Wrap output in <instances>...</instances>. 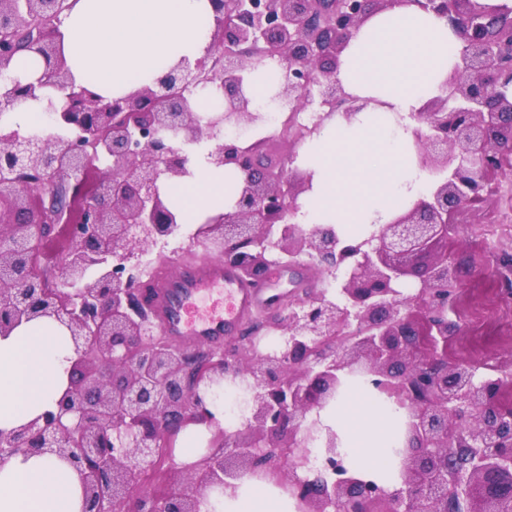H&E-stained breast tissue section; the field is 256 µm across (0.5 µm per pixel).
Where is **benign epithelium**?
<instances>
[{
    "instance_id": "7a95c632",
    "label": "benign epithelium",
    "mask_w": 512,
    "mask_h": 512,
    "mask_svg": "<svg viewBox=\"0 0 512 512\" xmlns=\"http://www.w3.org/2000/svg\"><path fill=\"white\" fill-rule=\"evenodd\" d=\"M400 1L448 20L463 46L440 93L414 114L418 166L437 176L430 194L353 242L335 225L295 221L310 176L264 159L224 129L268 122L252 109L245 73L252 59L284 64L277 97L286 112L313 100L352 114L358 98L336 80L339 53L368 15ZM212 46L154 86L105 100L72 81L59 54L69 0H0V112L17 100L62 93L49 105L54 134L0 126V335L49 318L65 327L76 358L69 384L48 410L0 430V466L12 457L56 456L75 471L82 512H202L206 491L245 476H272L298 512H512V409L501 395L512 373L488 377L448 360V301L456 280L448 253L451 216L483 200L512 147V7L480 0H211ZM36 49L53 81L21 83L13 57ZM217 90L219 108L195 112L189 91ZM218 140L217 166L243 174L234 211L207 220L196 237L256 286L276 252L308 256L331 275L332 295L272 299L279 344L262 349L260 314L222 351L184 349L154 334L149 289L128 263L176 235L180 224L160 183L188 174L186 147ZM108 166L84 183L95 152ZM68 224L63 283L35 273L39 247ZM420 273L416 296L406 278ZM364 377L405 410L397 449L400 486L385 489L350 472L335 430L310 417L336 398L345 378ZM241 383L250 401L244 428L219 426L207 389ZM190 423L215 427L188 477L141 491Z\"/></svg>"
}]
</instances>
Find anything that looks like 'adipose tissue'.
I'll use <instances>...</instances> for the list:
<instances>
[{"instance_id":"obj_1","label":"adipose tissue","mask_w":512,"mask_h":512,"mask_svg":"<svg viewBox=\"0 0 512 512\" xmlns=\"http://www.w3.org/2000/svg\"><path fill=\"white\" fill-rule=\"evenodd\" d=\"M210 0H75L64 19L61 54L76 83L104 98L155 84L181 59L203 55L211 41ZM461 43L446 19L413 5L373 14L343 49L336 72L365 106L337 112L301 150L298 164L311 174L298 221L302 224H383L432 188L410 159L413 113L439 91L459 61ZM282 67L252 62L247 80L255 108L280 84ZM62 95L46 87L0 120L24 133L41 129L48 104ZM188 175L163 181L161 194L181 223L200 224L232 211L230 181L241 173L192 153ZM74 357L66 331L52 322L21 325L0 336V429L9 430L52 409L68 384ZM338 433L347 466L392 488L399 482L388 456L404 424L403 411L371 401L356 380L319 412ZM82 491L69 466L44 455L15 456L0 467V512H81ZM216 512H295V502L269 480L243 478L237 488L210 493Z\"/></svg>"}]
</instances>
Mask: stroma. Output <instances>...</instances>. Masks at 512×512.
Segmentation results:
<instances>
[{"label":"stroma","instance_id":"1","mask_svg":"<svg viewBox=\"0 0 512 512\" xmlns=\"http://www.w3.org/2000/svg\"><path fill=\"white\" fill-rule=\"evenodd\" d=\"M196 227L182 225L178 235L149 246L139 258L140 274H147L159 260H176L206 254L205 244L195 236ZM448 254L456 267L455 300L448 309L451 339L473 335V306L493 301L500 315L489 329L486 344L458 353L461 362L485 364L487 373L512 372V170L504 171L492 182L484 204L462 208L448 234ZM336 281L320 273L308 258H298L291 268L270 269L260 300L293 289L333 290Z\"/></svg>","mask_w":512,"mask_h":512}]
</instances>
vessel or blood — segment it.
I'll return each mask as SVG.
<instances>
[{"instance_id": "vessel-or-blood-1", "label": "vessel or blood", "mask_w": 512, "mask_h": 512, "mask_svg": "<svg viewBox=\"0 0 512 512\" xmlns=\"http://www.w3.org/2000/svg\"><path fill=\"white\" fill-rule=\"evenodd\" d=\"M151 304L159 335L195 344L222 341L259 302L253 285L224 263L205 257L177 274L169 264L153 268Z\"/></svg>"}]
</instances>
